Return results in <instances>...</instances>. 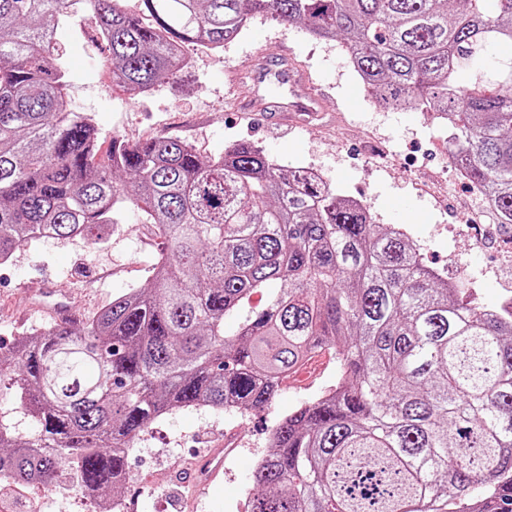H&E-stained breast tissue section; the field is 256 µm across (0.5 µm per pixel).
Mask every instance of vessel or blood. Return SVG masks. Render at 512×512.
I'll return each instance as SVG.
<instances>
[{
    "label": "vessel or blood",
    "instance_id": "b4317fda",
    "mask_svg": "<svg viewBox=\"0 0 512 512\" xmlns=\"http://www.w3.org/2000/svg\"><path fill=\"white\" fill-rule=\"evenodd\" d=\"M235 73L247 76L253 87L247 110L272 116L278 122L306 123L319 117L324 91L285 48H268L248 56ZM232 453L229 447L214 449L199 461V474L211 483L221 480Z\"/></svg>",
    "mask_w": 512,
    "mask_h": 512
}]
</instances>
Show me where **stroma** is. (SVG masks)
I'll return each mask as SVG.
<instances>
[{"instance_id":"35a3bbf8","label":"stroma","mask_w":512,"mask_h":512,"mask_svg":"<svg viewBox=\"0 0 512 512\" xmlns=\"http://www.w3.org/2000/svg\"><path fill=\"white\" fill-rule=\"evenodd\" d=\"M271 39L285 45L323 86L334 122L308 130L242 111L250 86L229 83L226 70ZM59 53L68 70L69 107L93 118L101 147L116 138L132 144L166 134L213 156L235 141L254 142L281 164L314 170L361 199L381 228L408 225L423 262L460 278L475 303L512 301V264L502 262L498 249L474 248L460 234L463 214L486 224L492 218L483 199L457 178L448 159L447 130L423 112H393L362 95L338 43L316 41L295 23L258 18L224 48L188 47L191 66L179 82L158 84L135 97L106 76V50L83 13L69 17ZM118 219L102 243L42 238L0 265L1 350H8L19 332L54 326L50 299L65 301L88 318L130 288L148 287L160 257L156 231L128 204ZM312 397V389L297 387L277 391L258 410L231 414L190 407L157 418L129 452L121 494L147 495L146 512H239L255 492L252 473L269 450L272 427ZM230 433L240 435L244 445L226 461L223 488L182 483L181 473Z\"/></svg>"}]
</instances>
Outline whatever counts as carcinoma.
<instances>
[{
	"mask_svg": "<svg viewBox=\"0 0 512 512\" xmlns=\"http://www.w3.org/2000/svg\"><path fill=\"white\" fill-rule=\"evenodd\" d=\"M0 0V260L43 237L101 243L131 202L164 246L151 287L82 322L0 352V391L40 425L0 418V477L32 471L117 500L127 455L153 420L207 406H264L333 346L327 395L283 417L258 463L250 512H512V308L462 304L406 234L377 230L322 176L237 141L204 157L161 135L112 141L106 159L73 112L58 51L68 8L87 12L112 84L132 96L177 80L188 44L211 49L255 16L343 44L375 99L450 124L448 156L512 225V0ZM276 282L237 337L224 318ZM0 413L15 436L18 438L30 439L38 433L35 421L27 415L19 401L12 395L0 394Z\"/></svg>",
	"mask_w": 512,
	"mask_h": 512,
	"instance_id": "cac0c4a2",
	"label": "carcinoma"
}]
</instances>
